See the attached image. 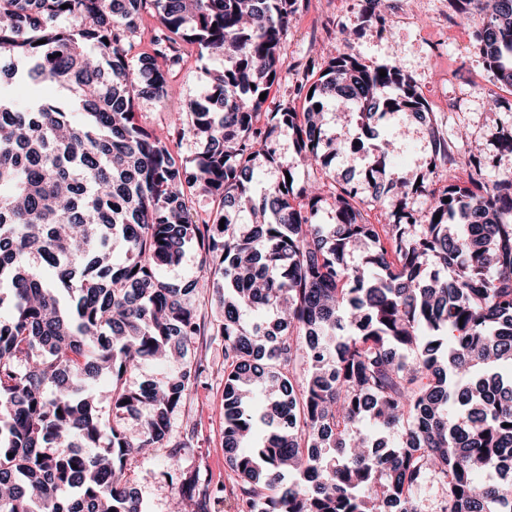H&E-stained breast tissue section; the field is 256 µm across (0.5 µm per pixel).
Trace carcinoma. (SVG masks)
Returning a JSON list of instances; mask_svg holds the SVG:
<instances>
[{
  "label": "carcinoma",
  "instance_id": "1",
  "mask_svg": "<svg viewBox=\"0 0 512 512\" xmlns=\"http://www.w3.org/2000/svg\"><path fill=\"white\" fill-rule=\"evenodd\" d=\"M296 2L0 0V512H143L126 464L186 448L170 416L199 375L188 352L204 329L201 288L223 308L237 512H421L415 493L432 483L439 512H512V177L486 179L476 156L457 160L432 132L431 172L462 175L419 212L409 200L420 187L401 179L393 222L368 223L358 191L331 175L339 146L325 110L347 101L369 128L378 114L424 119L428 107L398 67L348 53L297 85L312 90L304 111H263ZM454 2L512 87V0L491 12L488 0ZM148 8L158 27L134 60L127 43ZM54 17L71 27H49ZM195 52L224 68L186 104L201 145L186 162L170 152V132L139 122L137 104L164 103ZM17 79L36 111L14 102ZM47 82L59 97L41 96ZM283 128L295 141L288 161L272 147ZM388 161V143L375 145L372 203L392 190ZM262 162L279 177L257 198ZM301 165L320 175L298 185ZM327 193L336 223L318 224ZM196 195L216 208L199 216ZM190 246L202 276L178 287L164 272ZM163 354L182 360L177 374L128 385ZM104 375L107 422L91 394ZM128 417L140 421L135 440ZM104 437V452H87ZM168 477L177 502L209 512L196 474Z\"/></svg>",
  "mask_w": 512,
  "mask_h": 512
}]
</instances>
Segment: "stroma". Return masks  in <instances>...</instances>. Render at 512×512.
Wrapping results in <instances>:
<instances>
[{
    "label": "stroma",
    "mask_w": 512,
    "mask_h": 512,
    "mask_svg": "<svg viewBox=\"0 0 512 512\" xmlns=\"http://www.w3.org/2000/svg\"><path fill=\"white\" fill-rule=\"evenodd\" d=\"M365 9L366 0H301L283 40L280 81L271 89L265 111L286 104L303 108L295 86L317 79L333 58L356 53L372 67L399 66L426 100L441 133L454 141L462 157L476 155L488 179L512 175V153L501 147L502 139L512 135V88L496 80L476 49L473 25L455 16L449 0H380L375 18L367 17ZM223 65L220 57L192 56L175 74L164 104L140 100L142 121L157 130L166 128L206 88L210 73ZM491 95L499 101L497 108L487 103ZM326 120L328 134L345 145L332 162L333 173L340 179L352 177L359 197H368L366 158L347 148L361 132L357 115L340 104ZM376 125L380 138L390 144L389 176L422 177L428 190L451 182V175L430 174L429 136L411 113H389ZM196 304L206 330L193 339L190 357L201 374L170 419L173 435L186 439L187 447L175 461L167 449L158 448L127 462L146 512H171L174 492L163 473L175 464L197 471L202 481L219 490L210 512L235 508L228 489L236 476L224 461V339L215 330L221 306L206 291L197 293Z\"/></svg>",
    "instance_id": "35a3bbf8"
}]
</instances>
